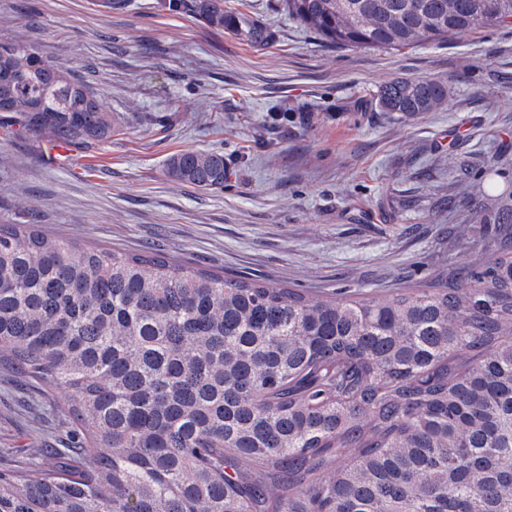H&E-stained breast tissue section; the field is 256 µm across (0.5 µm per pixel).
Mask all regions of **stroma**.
I'll return each mask as SVG.
<instances>
[{"label":"stroma","instance_id":"35a3bbf8","mask_svg":"<svg viewBox=\"0 0 512 512\" xmlns=\"http://www.w3.org/2000/svg\"><path fill=\"white\" fill-rule=\"evenodd\" d=\"M276 33L256 49L158 0H0V39L71 66L112 112L111 139L61 155L0 129V224L319 295L385 297L495 256L488 219L512 193V25L409 49L330 48L243 0ZM396 77L447 83L438 110L375 105ZM223 154L207 192L164 174ZM60 396L0 367V462L30 440L55 468L76 424ZM165 173L175 182L191 184L203 191L223 189L229 176L223 154L194 150L172 154L165 163Z\"/></svg>","mask_w":512,"mask_h":512}]
</instances>
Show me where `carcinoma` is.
I'll list each match as a JSON object with an SVG mask.
<instances>
[{
  "label": "carcinoma",
  "mask_w": 512,
  "mask_h": 512,
  "mask_svg": "<svg viewBox=\"0 0 512 512\" xmlns=\"http://www.w3.org/2000/svg\"><path fill=\"white\" fill-rule=\"evenodd\" d=\"M256 48L276 40L226 0H159ZM329 47L402 49L512 23V0H275ZM0 85V127L90 149L115 122L32 44ZM448 98L395 78L384 112ZM45 111H26L29 101ZM165 173L224 188V155ZM500 253L387 298L319 296L0 224V364L61 394L77 440L0 466V512H512V201Z\"/></svg>",
  "instance_id": "1"
}]
</instances>
